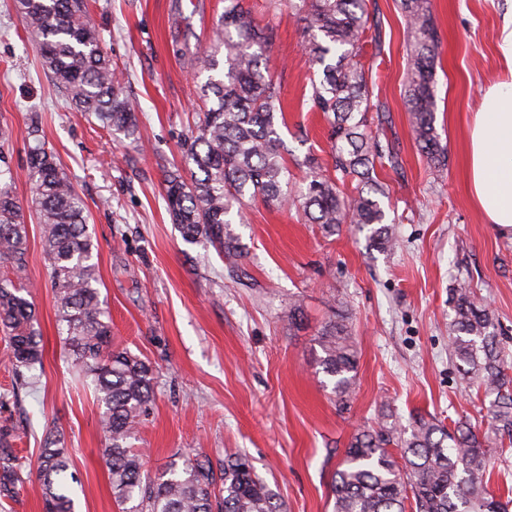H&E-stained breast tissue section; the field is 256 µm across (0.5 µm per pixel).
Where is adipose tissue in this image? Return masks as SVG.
<instances>
[{"label": "adipose tissue", "instance_id": "adipose-tissue-1", "mask_svg": "<svg viewBox=\"0 0 512 512\" xmlns=\"http://www.w3.org/2000/svg\"><path fill=\"white\" fill-rule=\"evenodd\" d=\"M503 77L481 95L469 121L465 168L471 196L488 223L512 232V8L498 37Z\"/></svg>", "mask_w": 512, "mask_h": 512}]
</instances>
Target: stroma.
<instances>
[{"label": "stroma", "mask_w": 512, "mask_h": 512, "mask_svg": "<svg viewBox=\"0 0 512 512\" xmlns=\"http://www.w3.org/2000/svg\"><path fill=\"white\" fill-rule=\"evenodd\" d=\"M223 11L224 0H89L100 45L139 104L132 141L70 108L13 0H0V125L12 132L0 146V169L15 175L28 233L23 283L45 345L38 385L17 390L0 337V427L11 430L30 472L45 431L63 429L76 512L122 509L103 458L100 408L57 336L42 226L25 174L32 128L85 202L113 346L147 358L155 371V398L134 442L148 476L173 462L205 457L217 467L240 454L282 512H333L332 476L358 427L407 430L419 416L477 420L483 395L462 379L448 350L456 280H468L495 314L512 353V234L485 222L463 162L469 116L501 77L496 41L505 0H432L442 42L435 68L436 128L447 147L441 166L420 152L409 128L400 0H375L379 28L367 30L361 59L372 97L390 118L380 139L400 161L399 169L377 171L398 250L369 249L350 226L324 237L295 207L258 202L233 227L241 251L233 262L207 239L185 241L164 193V174L183 166V145L204 107L189 61L208 49ZM270 18L282 137L295 157L313 156L331 173L330 126L306 105L313 69L305 24L285 5ZM334 310L347 314L357 356L343 409L318 365L317 331Z\"/></svg>", "instance_id": "35a3bbf8"}]
</instances>
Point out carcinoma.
Segmentation results:
<instances>
[{
	"label": "carcinoma",
	"mask_w": 512,
	"mask_h": 512,
	"mask_svg": "<svg viewBox=\"0 0 512 512\" xmlns=\"http://www.w3.org/2000/svg\"><path fill=\"white\" fill-rule=\"evenodd\" d=\"M52 82L78 112L94 114L104 125L137 139L136 109L124 93L112 61L102 51L90 23L87 0H14ZM369 0H288L310 32L306 41L318 79L311 81L310 109L331 126L335 176L319 172L317 159L295 161L309 170L306 186H289L281 86L266 65L275 27L262 24L244 0H224V14L213 30L201 69L200 85L210 101L198 113L197 133L184 146L186 174L165 178L167 212L186 240L206 238L227 256L239 251L231 224L234 209L247 200L298 207L308 224L327 236L351 224L365 233L367 247L394 250L398 239L380 198L386 189L376 167L399 166L398 155L373 135L387 120L385 107L372 102L361 61V41L370 29ZM409 53L406 104L415 141L430 161L446 160L436 129L434 71L441 41L431 0H403ZM26 177L33 188L38 223L55 292L56 321L62 348L72 356L78 375L92 386L101 406L104 457L112 494L125 512H281L275 495L237 456L214 470L207 461L170 464L154 478L144 476L132 448L139 424L154 397L151 365L127 349L112 348V324L103 309L95 273L92 234L85 203L53 152L42 140L29 148ZM14 177L0 172V329L8 335L9 362L20 383L36 384L31 371L42 365L43 346L33 305L16 280L25 270L27 231L15 197ZM454 317L448 323L449 353L458 368L483 391L487 430L470 420L447 427L420 418L410 431L392 425L362 428L345 450L333 481L334 512H512V499L489 491V436L512 445V368L489 309L466 283L453 289ZM319 366L333 380L336 403L351 392L357 361L348 326L341 316L322 328ZM0 433V500L35 483L44 512H75L77 482L59 431L43 436L36 478L23 476L24 463ZM401 449L396 458L389 447Z\"/></svg>",
	"instance_id": "1"
}]
</instances>
